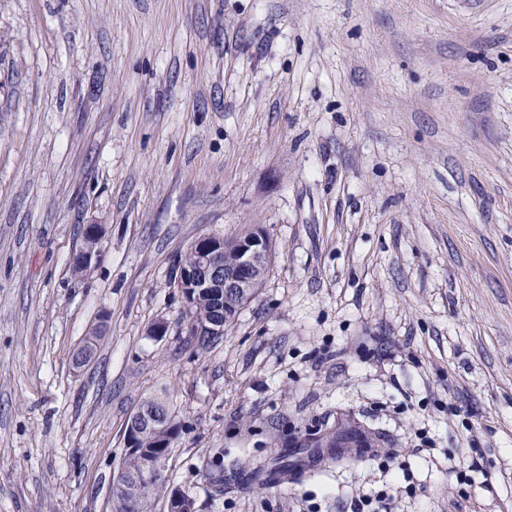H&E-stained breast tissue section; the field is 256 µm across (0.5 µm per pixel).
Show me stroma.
<instances>
[{
	"mask_svg": "<svg viewBox=\"0 0 512 512\" xmlns=\"http://www.w3.org/2000/svg\"><path fill=\"white\" fill-rule=\"evenodd\" d=\"M258 226L197 348L174 267ZM153 396L151 512H512V0H0V512H111ZM103 244L104 235L102 225L89 224L86 227L84 243L73 259L75 272L84 273L95 266L101 258ZM177 430L178 423L175 422L168 406L157 404L154 399L141 405L130 417L124 432L125 453L116 480L122 485L128 505H133L138 500L141 489L158 480L164 471L169 449L159 454H152L150 448H171ZM150 431L165 432L171 439L157 447L161 436ZM137 432H146L138 441L140 448L135 446L134 435ZM161 488L163 484L144 487L137 510L128 511L124 504L122 490L113 482L112 511L150 512L152 498Z\"/></svg>",
	"mask_w": 512,
	"mask_h": 512,
	"instance_id": "obj_1",
	"label": "stroma"
}]
</instances>
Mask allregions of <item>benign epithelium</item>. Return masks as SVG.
Masks as SVG:
<instances>
[{
    "label": "benign epithelium",
    "instance_id": "7a95c632",
    "mask_svg": "<svg viewBox=\"0 0 512 512\" xmlns=\"http://www.w3.org/2000/svg\"><path fill=\"white\" fill-rule=\"evenodd\" d=\"M236 258L224 261V238L202 236L194 246L196 260L189 266L175 270L174 282L180 289L187 310H192L198 296L213 299L211 315L199 323L186 325L190 330L196 326L214 336L224 335V320L234 318L251 291L258 287L273 253V244L267 233L255 228L236 238ZM104 235L100 224L86 227L84 243L73 259L74 270L84 273L95 266L103 250ZM178 430L168 406L149 400L130 417L124 432L125 453L117 481L122 485L126 503L134 504L141 489L158 480L165 468L168 448ZM164 432L169 440L160 444L164 451L154 454L148 448L135 446L134 435L139 432ZM168 512H195V502L187 494L174 490L168 498Z\"/></svg>",
    "mask_w": 512,
    "mask_h": 512
}]
</instances>
